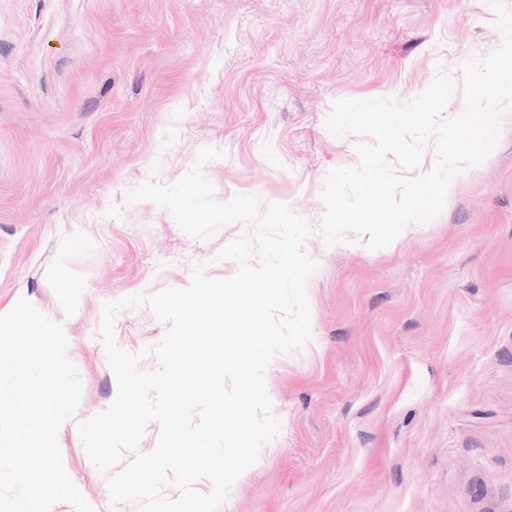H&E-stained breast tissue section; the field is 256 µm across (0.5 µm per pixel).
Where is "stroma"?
<instances>
[{
    "mask_svg": "<svg viewBox=\"0 0 512 512\" xmlns=\"http://www.w3.org/2000/svg\"><path fill=\"white\" fill-rule=\"evenodd\" d=\"M494 19L487 0H0V309L23 291L68 328L80 418L117 391L105 302L185 288L193 260L238 270L219 254L243 226L198 240L130 190L214 147L216 200L319 224L327 173L363 141L330 132L333 102L460 78L501 45ZM306 250L312 339L265 373L281 431L217 512H512V111L437 218L379 250L317 233ZM165 331L144 305L115 322L132 353ZM59 446L95 512H140L72 433Z\"/></svg>",
    "mask_w": 512,
    "mask_h": 512,
    "instance_id": "obj_1",
    "label": "stroma"
}]
</instances>
